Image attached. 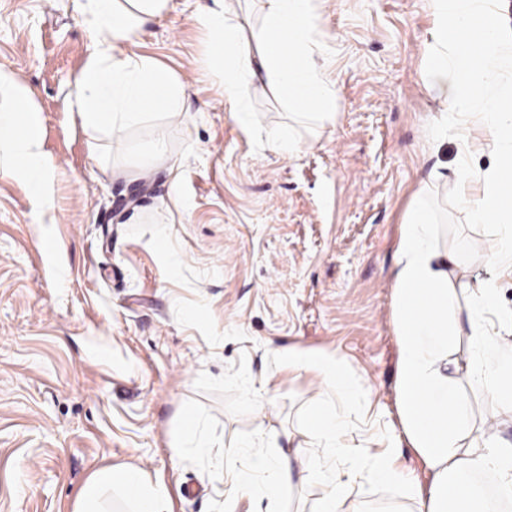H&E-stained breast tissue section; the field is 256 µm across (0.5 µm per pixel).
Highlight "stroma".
Here are the masks:
<instances>
[{
	"instance_id": "stroma-1",
	"label": "stroma",
	"mask_w": 512,
	"mask_h": 512,
	"mask_svg": "<svg viewBox=\"0 0 512 512\" xmlns=\"http://www.w3.org/2000/svg\"><path fill=\"white\" fill-rule=\"evenodd\" d=\"M209 2L168 0L125 43L186 89L182 111L132 125L116 142L70 110L91 49L82 0H0V67L31 90L53 162L46 208L0 172V512H77L97 469L126 465L166 487L171 512H313L324 488L305 478V421L322 402L345 420L348 445L396 448L397 466L430 483L395 398L401 226L425 191L458 283L487 276L482 244L499 228L467 220L452 177L458 142H426L439 110L419 78L429 0H317L335 120L294 123L278 92L260 86L249 133L203 66L210 37L196 16ZM288 125L299 150L269 149ZM160 127L168 158L139 170ZM433 170L440 179L429 180ZM288 347L336 355L370 399L289 372L278 355ZM467 357L460 342L448 374L477 434L487 401ZM249 387L273 406H245ZM187 410L222 447L256 442L264 429L258 450L292 462L281 496L255 505L208 460L175 455ZM347 504L419 508L401 487L366 476Z\"/></svg>"
}]
</instances>
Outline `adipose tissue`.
Masks as SVG:
<instances>
[{"instance_id":"ef3b65f1","label":"adipose tissue","mask_w":512,"mask_h":512,"mask_svg":"<svg viewBox=\"0 0 512 512\" xmlns=\"http://www.w3.org/2000/svg\"><path fill=\"white\" fill-rule=\"evenodd\" d=\"M166 6L167 0H84L93 51L71 101L84 129L117 139L131 123L178 107L185 93L181 78L154 59L122 49ZM430 8L433 26L420 79L441 105L430 137L436 142L451 137L464 146L468 118L476 117L482 126L494 164L476 169L463 160L454 176L470 222L502 229L484 249L488 266L512 273V35L505 31L496 0H430ZM316 18L315 0H263L260 22L248 28L229 21L225 0H212L198 14L197 23L210 36L206 68L243 129L252 127L247 98L259 81L279 89L300 118L335 119V90L318 61ZM467 23L476 25L477 41L458 38V29ZM40 126L30 90L0 68V171L25 181L45 204L53 163L41 149ZM461 290L467 295L462 304L456 301ZM497 292L492 277L455 286L448 253L436 238L433 211L424 194H417L405 216L394 272L396 403L406 441L423 458L432 480L420 489L396 468L391 454L347 446L343 421L319 409L308 420L317 454L305 466L308 478L325 488L316 512H341L352 474L409 486L420 500V512H498V498L484 496L472 482L483 472L496 475L498 497H512V448L489 429L480 438L470 437V402L448 377L449 353L459 340H467L468 375L484 389L490 420L512 416V343L493 330L488 318ZM279 355L289 370L321 376L332 392L353 399L369 394L336 356L295 348ZM242 455L248 456L249 468L232 472L236 493L275 500L289 473L288 457L249 456L240 445L224 450L228 461ZM336 458L347 460L348 471L331 467ZM112 486L137 490L134 512H167L164 489L147 486L143 470L135 466L96 470L78 512H100L99 492Z\"/></svg>"}]
</instances>
